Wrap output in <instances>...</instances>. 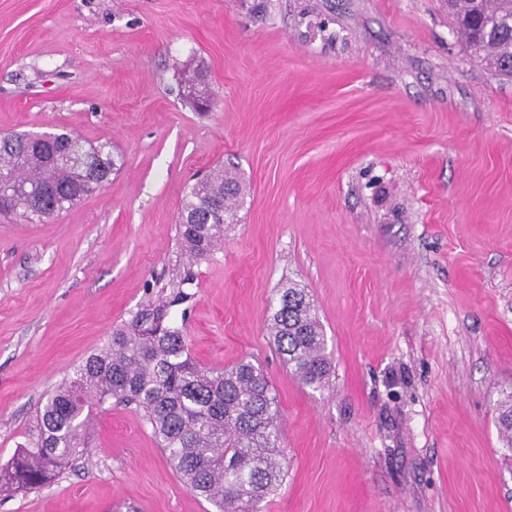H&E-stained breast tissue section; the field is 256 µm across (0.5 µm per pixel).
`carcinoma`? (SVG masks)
<instances>
[{"mask_svg": "<svg viewBox=\"0 0 512 512\" xmlns=\"http://www.w3.org/2000/svg\"><path fill=\"white\" fill-rule=\"evenodd\" d=\"M448 16L473 57L512 78L502 69L512 65V0H448ZM115 171L105 147H86L70 134H0V177L11 187L0 194V214L48 221L110 182ZM244 194L238 177L222 168L190 187L177 224L191 261L209 258L223 244ZM192 280L186 273L168 305L143 309L114 330L74 378L47 395L32 446L0 462V492L49 486L63 469L86 460L94 411L115 403L135 406L170 466L217 512H259L283 481L278 397L263 370L246 359L226 369L200 366L184 330L165 323L167 307L190 297L183 288ZM267 328L297 379L315 390L329 383L327 336L307 288L282 284ZM496 410L499 441L512 451V394Z\"/></svg>", "mask_w": 512, "mask_h": 512, "instance_id": "obj_1", "label": "carcinoma"}]
</instances>
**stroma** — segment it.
Listing matches in <instances>:
<instances>
[{"mask_svg": "<svg viewBox=\"0 0 512 512\" xmlns=\"http://www.w3.org/2000/svg\"><path fill=\"white\" fill-rule=\"evenodd\" d=\"M200 61L205 112L180 92ZM63 128L121 167L52 222L0 217V458L188 267L169 319L195 360L257 363L279 398L262 512H512V78L469 56L445 0H0V133ZM218 166L246 184L239 221L192 264L178 212ZM289 280L333 354L319 391L266 332ZM90 444L0 512H214L133 409ZM496 410L499 441L512 451V393L497 403Z\"/></svg>", "mask_w": 512, "mask_h": 512, "instance_id": "1", "label": "stroma"}]
</instances>
